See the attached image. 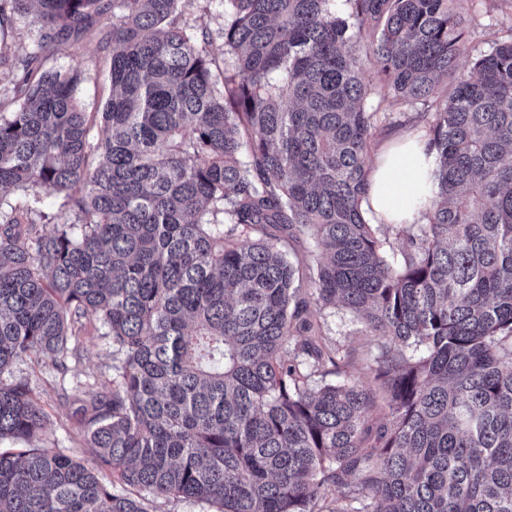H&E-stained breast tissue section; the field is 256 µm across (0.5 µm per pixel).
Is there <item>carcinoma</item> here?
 Returning a JSON list of instances; mask_svg holds the SVG:
<instances>
[{
    "label": "carcinoma",
    "instance_id": "obj_1",
    "mask_svg": "<svg viewBox=\"0 0 512 512\" xmlns=\"http://www.w3.org/2000/svg\"><path fill=\"white\" fill-rule=\"evenodd\" d=\"M8 2L39 41L0 101V375L69 372L92 323L112 379L62 395L89 468L0 378V512H512V33L461 71L471 0H222L219 63L185 0ZM90 37L93 113L37 64ZM372 98L427 108L422 224L362 212ZM336 308L380 338L357 378ZM153 512H214L215 507L193 499H158L152 502Z\"/></svg>",
    "mask_w": 512,
    "mask_h": 512
}]
</instances>
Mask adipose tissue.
Segmentation results:
<instances>
[{
  "instance_id": "1",
  "label": "adipose tissue",
  "mask_w": 512,
  "mask_h": 512,
  "mask_svg": "<svg viewBox=\"0 0 512 512\" xmlns=\"http://www.w3.org/2000/svg\"><path fill=\"white\" fill-rule=\"evenodd\" d=\"M435 157L419 134L402 133L379 152L368 178L367 199L378 220L416 224L418 203L433 188Z\"/></svg>"
}]
</instances>
